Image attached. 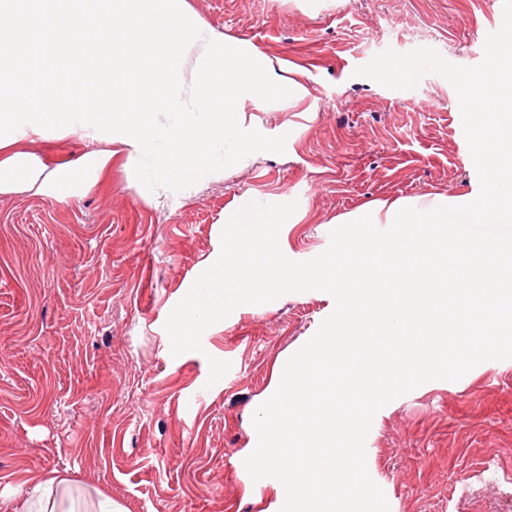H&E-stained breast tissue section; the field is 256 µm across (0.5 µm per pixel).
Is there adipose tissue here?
Segmentation results:
<instances>
[{
  "instance_id": "adipose-tissue-1",
  "label": "adipose tissue",
  "mask_w": 512,
  "mask_h": 512,
  "mask_svg": "<svg viewBox=\"0 0 512 512\" xmlns=\"http://www.w3.org/2000/svg\"><path fill=\"white\" fill-rule=\"evenodd\" d=\"M112 149L91 141L89 151L78 165L54 170L42 166L25 139L0 150V193L30 191L37 195L65 198L92 183L110 164ZM17 512H125L124 507L102 492L88 493L58 472L34 480L32 493Z\"/></svg>"
}]
</instances>
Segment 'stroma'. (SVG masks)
<instances>
[{
  "mask_svg": "<svg viewBox=\"0 0 512 512\" xmlns=\"http://www.w3.org/2000/svg\"><path fill=\"white\" fill-rule=\"evenodd\" d=\"M226 44L272 61L308 91L297 104L244 103L251 128L287 134L221 179L145 189L119 155L96 183L59 200L0 193V512L55 470L126 512H280L243 458L252 416L335 307L289 293L228 316L203 352L172 355L165 322L214 258L227 213L297 201L290 257L329 245L332 221L368 202L433 192L478 195L453 86L429 73L393 90L355 76L385 49L437 50L474 66L500 0H184ZM47 168L87 151L78 133L30 146ZM230 362L208 384L209 358ZM366 464L390 512H504L512 503V359L422 384L375 415Z\"/></svg>",
  "mask_w": 512,
  "mask_h": 512,
  "instance_id": "1",
  "label": "stroma"
}]
</instances>
